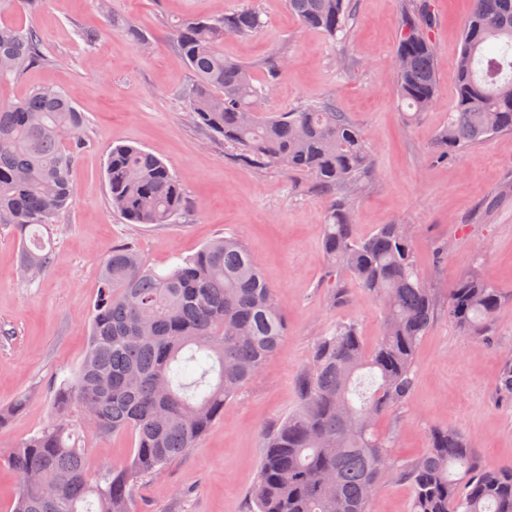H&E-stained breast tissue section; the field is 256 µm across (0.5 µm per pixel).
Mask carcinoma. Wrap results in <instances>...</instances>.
<instances>
[{
    "label": "carcinoma",
    "instance_id": "1",
    "mask_svg": "<svg viewBox=\"0 0 512 512\" xmlns=\"http://www.w3.org/2000/svg\"><path fill=\"white\" fill-rule=\"evenodd\" d=\"M39 2L0 0V87L43 59L39 31L18 22ZM350 2L288 0V10L334 39L346 29ZM260 26L250 10L177 26L175 46L196 77L192 120L233 147L242 164L306 175L337 196L325 216L323 250L336 267V288L379 300L383 332L369 348L355 324L339 322L317 340L298 382V407L264 434L252 512H372L391 469L412 484L410 512H512V463L484 467L453 426L431 430L421 458L391 459V441L376 424L411 394L416 349L437 314V296L418 272L404 225L362 234L353 223L352 202L373 166L365 134L328 101L260 111L280 69L270 66L271 77L257 84L252 67L224 55V40ZM432 26L419 4L396 47L404 58L398 93L417 112L436 95ZM85 122L63 89L38 87L0 101V223L15 226L19 266L31 278L58 259L39 230L75 203L71 173ZM502 132H512V0H475L439 145L450 154ZM104 173L112 208L131 224H174L190 206L168 166L134 145L112 147ZM102 281L77 371L57 387L49 422L7 455L19 478L12 512H132L137 482L194 447L288 331L272 289L234 236L161 272L133 248H114ZM503 302L499 288L469 274L449 290L446 312L489 342L487 324ZM499 384L511 402V357ZM87 417L100 437L132 435L123 465L94 466L73 441ZM326 474L335 479L332 497L321 484Z\"/></svg>",
    "mask_w": 512,
    "mask_h": 512
}]
</instances>
